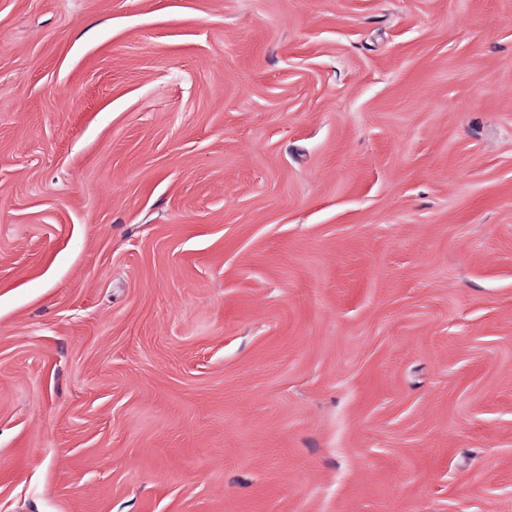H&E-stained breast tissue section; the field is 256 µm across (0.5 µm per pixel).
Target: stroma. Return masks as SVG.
<instances>
[{"label":"stroma","mask_w":512,"mask_h":512,"mask_svg":"<svg viewBox=\"0 0 512 512\" xmlns=\"http://www.w3.org/2000/svg\"><path fill=\"white\" fill-rule=\"evenodd\" d=\"M0 512H512V0H0Z\"/></svg>","instance_id":"stroma-1"}]
</instances>
